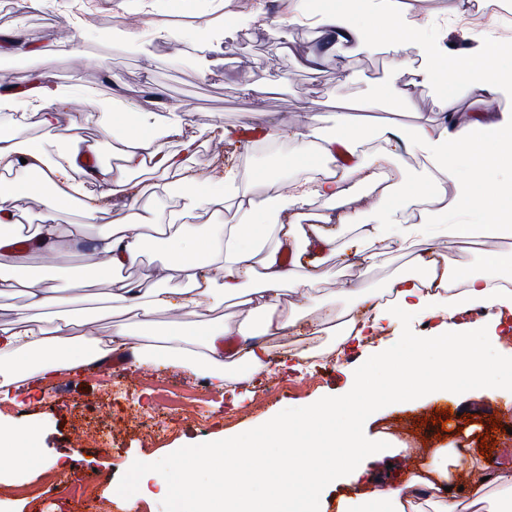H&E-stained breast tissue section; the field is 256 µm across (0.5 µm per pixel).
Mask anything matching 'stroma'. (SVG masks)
Here are the masks:
<instances>
[{
	"instance_id": "35a3bbf8",
	"label": "stroma",
	"mask_w": 512,
	"mask_h": 512,
	"mask_svg": "<svg viewBox=\"0 0 512 512\" xmlns=\"http://www.w3.org/2000/svg\"><path fill=\"white\" fill-rule=\"evenodd\" d=\"M265 1L279 14L287 8L288 0H89L83 15L75 18L62 12L57 0H44L37 10L24 9L21 0H0V29L18 33L37 50L26 64L9 70L10 84L26 87L31 75L42 73L67 89L57 105L60 124L68 125L78 112L89 115L87 136L106 163L113 155L110 139L101 137L97 127L103 114L70 96V89L89 87L104 99L120 93L132 114L146 89H159L164 101L183 113L184 136L196 139L198 150L190 165L199 179L234 171L253 178L256 191L271 200L286 192V178L299 174L288 131L303 123L307 107H315L320 115L316 135L334 137L340 133L336 114L341 101L373 102L372 112L356 115L363 124L362 147L369 153L380 146L382 127L409 128L435 117L438 90L415 82L412 71L400 76L414 85L411 106L397 110L380 98L378 91L391 76L389 54L344 48L315 76L293 66L281 46L289 45L302 57L317 52L320 35L309 24H246V17ZM470 14L481 16L479 27L460 25V17ZM133 17L145 36L139 47L126 48L122 35ZM209 18L222 30L217 54L200 50L211 36L204 25ZM413 18L424 40L451 46L456 53H475L487 40H497L504 47L501 64L512 65V34L500 31L490 0H424ZM159 24L172 29L173 37H151ZM72 29L79 32L81 52L76 56L62 48ZM251 73L271 86L263 109L277 127L278 149L272 154L245 151L236 135L249 109L240 84ZM227 130L232 133L228 139L223 136ZM355 234L349 228L338 239L335 253L323 265L322 288L337 313L353 311L363 319L369 303L337 298V288L354 281L367 291H384L395 275L409 271L411 257L395 253L362 272L350 265L345 251ZM100 262L89 249L52 260L36 252L29 258L45 275L62 279L89 277ZM436 325L433 319L406 317L360 343L345 342L332 323L313 338L304 328L269 337V371L257 374L248 385H230L221 392L210 387L192 362L174 366L161 360L136 364L116 358L106 372L83 368L1 397L0 425L34 422L39 431L29 441L38 451L30 465L21 471L0 466V512H85L100 500L111 512H170L166 499L153 496L128 510L123 491L137 465L147 460L163 467L179 464L183 449L238 435L274 418L300 420L315 402L335 397L353 405L375 401L377 418L369 422V433L384 431L401 442L413 438L421 448L459 439L476 456L482 438L492 436L489 461L512 467V439L503 436L504 430H512V394L474 397L460 405L450 398L428 401L396 395L388 359L408 354L400 337L419 340L434 334ZM365 367L371 373L366 382H358V372ZM451 406L458 408V415L438 424V410ZM95 430L109 433L107 447L81 441L82 432Z\"/></svg>"
}]
</instances>
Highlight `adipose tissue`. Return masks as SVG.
Masks as SVG:
<instances>
[{"label":"adipose tissue","instance_id":"obj_1","mask_svg":"<svg viewBox=\"0 0 512 512\" xmlns=\"http://www.w3.org/2000/svg\"><path fill=\"white\" fill-rule=\"evenodd\" d=\"M411 10L409 0H379L371 23L362 25L343 6L327 10L315 21L324 48L300 64L315 74L342 47L378 46L394 54L392 68L398 73L411 66L401 50L421 43L429 60L426 76L440 90L437 119L410 129L384 127L385 146L372 157L362 151L359 127L350 113L337 115L343 135L318 140L311 134L318 116L308 111L304 125L290 132L296 163L306 176L291 183L273 204L234 172L214 181L199 180L189 165L194 139H183L177 150L169 145L171 136L181 134L183 118L172 111L164 123L153 120L161 104L157 90H148L143 100L144 126L113 136L120 165L89 171L78 165L85 117H74L66 127L58 124L61 87L39 75L25 89L0 92V112L11 115L7 128L0 130V254L5 257L0 296L25 291L24 305L0 323V394L99 363L110 352L136 359L148 352L174 364L199 358L214 388L245 382L268 366L261 337L286 335L306 318L303 308L285 306L287 293L301 294L310 306H325L319 289L324 277L321 254L335 251V228L347 224L358 230L348 252L353 264L364 269L377 266L391 252L428 246L415 257L418 274L389 283L390 300L354 286L342 291L345 297L371 301L370 329L408 315L440 320L439 331L416 342L410 359L394 361L391 373L398 391L437 399L460 380L483 391H512V363L506 367L508 381L499 382V367L489 360L486 347L454 329L455 316L467 309L512 313V250L485 253V273L467 275L464 289L453 285L461 243L512 233V183L487 177L497 155L512 156V116L484 120L488 102L512 88V71L500 67V48L493 41L479 52L454 56L445 47L422 42ZM463 88L473 97L466 117L458 113ZM31 114L42 130L36 138L25 135ZM395 141L427 159L421 179L404 184L391 149ZM464 159L469 175L463 179L459 164ZM452 185L457 188L453 194L448 191ZM174 188L180 191L179 206H159L160 192ZM364 189L375 192L381 202L398 197L409 201L424 217L415 223L393 216L361 223L355 202ZM34 198L40 211L33 233L24 240L29 248L62 255L92 245L103 258L96 278L63 287L22 259L23 240L16 228ZM86 198L97 200L98 211L112 213L106 230L92 240L83 225L60 221L61 213ZM318 199L329 204L330 212L304 227L306 209ZM230 203L235 223L201 230L188 222L196 211L219 214ZM475 206L483 212L479 222L456 221V214ZM436 240L444 241V250L430 249ZM150 242L160 244L165 261L153 274L154 286L146 288L118 271L136 264ZM173 274L182 280L181 289L167 287ZM101 281L109 286L108 300L123 313L112 324L109 348H102L90 330L73 339L74 323L64 315L52 324L40 321L43 310L64 312L78 291ZM229 301L242 317L232 331L212 317ZM173 311L180 312V319L158 328V315ZM340 406L336 399L319 401L302 423L277 418L222 444L188 449L189 464L171 469L164 479L157 464L142 463L127 502L135 504L152 490L168 499L174 512H185L189 500L201 505V512H286L289 504L295 512H512V469L488 472L463 447L426 449L420 465L400 481L379 479L376 466L405 453V445L383 434L360 435L361 423L372 414L368 407L359 411L356 422L329 432ZM301 428L312 432L305 447L297 444ZM461 465L473 477L466 491L458 493L452 485L454 470ZM329 485L340 487L336 499L324 497Z\"/></svg>","mask_w":512,"mask_h":512}]
</instances>
